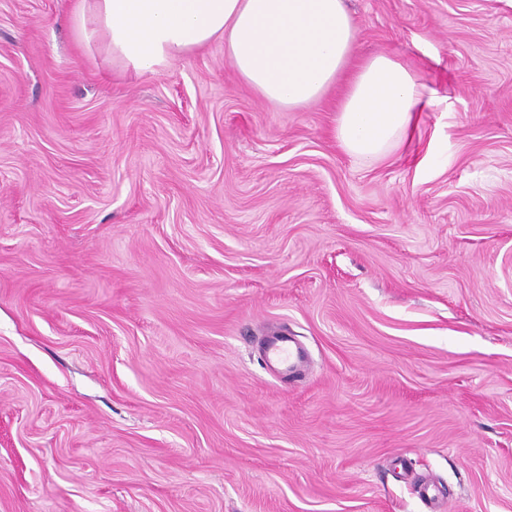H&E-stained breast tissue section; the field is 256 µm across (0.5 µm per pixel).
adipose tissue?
<instances>
[{"label":"adipose tissue","mask_w":512,"mask_h":512,"mask_svg":"<svg viewBox=\"0 0 512 512\" xmlns=\"http://www.w3.org/2000/svg\"><path fill=\"white\" fill-rule=\"evenodd\" d=\"M77 42L136 76L224 43L237 77L265 103L298 109L345 80L339 147L370 165L401 147L439 102L416 67L379 54L355 61L359 35L345 0H75Z\"/></svg>","instance_id":"1"}]
</instances>
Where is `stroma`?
Instances as JSON below:
<instances>
[{
  "mask_svg": "<svg viewBox=\"0 0 512 512\" xmlns=\"http://www.w3.org/2000/svg\"><path fill=\"white\" fill-rule=\"evenodd\" d=\"M73 5L0 0V512H512V0H348L442 96L370 167ZM298 354L294 351L286 337L275 336L268 340L265 348V359L268 362H276L285 369L295 366Z\"/></svg>",
  "mask_w": 512,
  "mask_h": 512,
  "instance_id": "stroma-1",
  "label": "stroma"
}]
</instances>
